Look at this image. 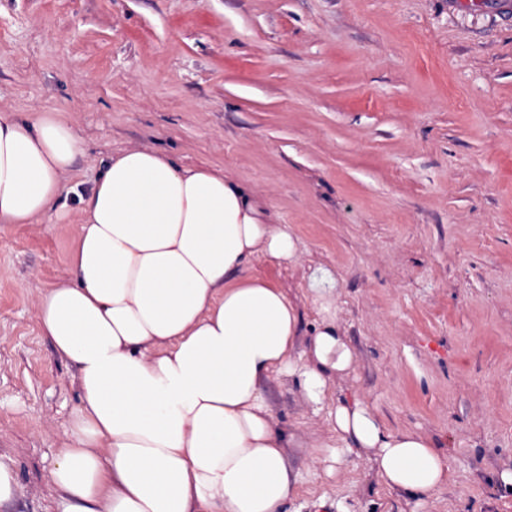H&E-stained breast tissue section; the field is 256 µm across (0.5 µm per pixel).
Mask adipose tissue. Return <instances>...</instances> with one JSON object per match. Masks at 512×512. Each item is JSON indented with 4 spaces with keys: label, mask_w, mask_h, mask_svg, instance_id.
I'll return each instance as SVG.
<instances>
[{
    "label": "adipose tissue",
    "mask_w": 512,
    "mask_h": 512,
    "mask_svg": "<svg viewBox=\"0 0 512 512\" xmlns=\"http://www.w3.org/2000/svg\"><path fill=\"white\" fill-rule=\"evenodd\" d=\"M81 152L59 112L0 110V224L49 218ZM83 204L69 273L35 304L79 368L69 441L48 472L57 512H287L298 440L267 400L276 371L326 413L336 472L367 464L419 502L447 484L428 438L331 397L354 351L326 289L312 288L321 319L303 338L286 294L253 274L257 255L290 261L296 246L252 191L134 147L107 160Z\"/></svg>",
    "instance_id": "ef3b65f1"
}]
</instances>
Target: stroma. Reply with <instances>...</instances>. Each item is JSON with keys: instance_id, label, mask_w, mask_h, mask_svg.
Masks as SVG:
<instances>
[{"instance_id": "35a3bbf8", "label": "stroma", "mask_w": 512, "mask_h": 512, "mask_svg": "<svg viewBox=\"0 0 512 512\" xmlns=\"http://www.w3.org/2000/svg\"><path fill=\"white\" fill-rule=\"evenodd\" d=\"M0 108L82 141L50 219L0 228V465L8 512H55L47 473L80 400L36 322L68 273L103 160L161 147L250 188L295 239L253 263L318 319L324 279L356 354L340 397L449 460L424 504L366 465L326 473L325 415L266 391L301 436L289 512H512V0H0Z\"/></svg>"}]
</instances>
